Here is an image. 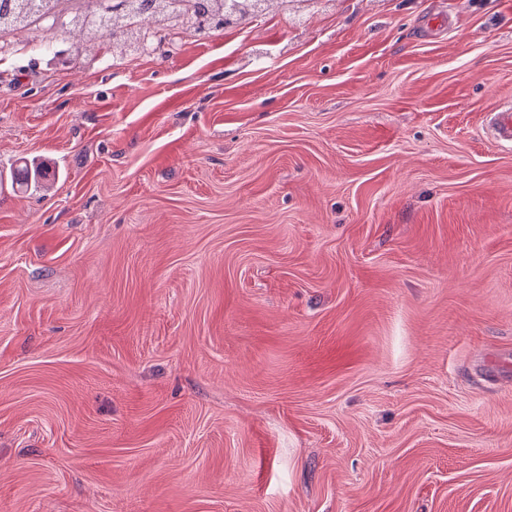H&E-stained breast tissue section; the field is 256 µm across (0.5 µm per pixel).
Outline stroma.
<instances>
[{
  "mask_svg": "<svg viewBox=\"0 0 512 512\" xmlns=\"http://www.w3.org/2000/svg\"><path fill=\"white\" fill-rule=\"evenodd\" d=\"M6 40L0 512H512V0ZM489 134L501 144L512 145V106L502 107L489 114Z\"/></svg>",
  "mask_w": 512,
  "mask_h": 512,
  "instance_id": "obj_1",
  "label": "stroma"
}]
</instances>
